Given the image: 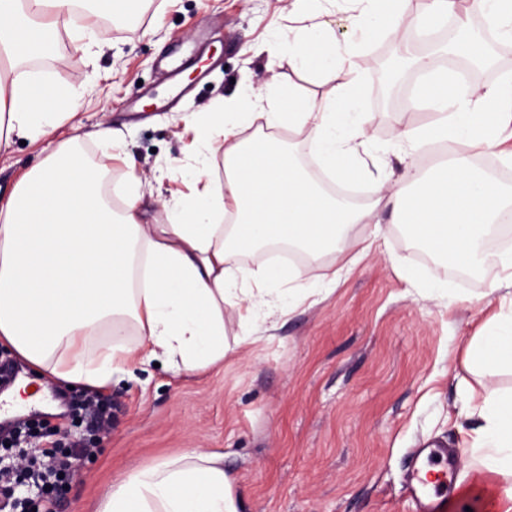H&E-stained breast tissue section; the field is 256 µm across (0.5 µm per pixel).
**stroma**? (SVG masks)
<instances>
[{
  "instance_id": "1",
  "label": "stroma",
  "mask_w": 512,
  "mask_h": 512,
  "mask_svg": "<svg viewBox=\"0 0 512 512\" xmlns=\"http://www.w3.org/2000/svg\"><path fill=\"white\" fill-rule=\"evenodd\" d=\"M289 0H144L134 14L117 12L99 23V46L82 50L62 39L33 62L69 93L82 146L92 162H106L103 180L124 181L110 153L139 163L145 203L190 193L198 155L186 128L193 112H212L239 88H297L321 95L322 86L287 62L270 64L267 43L293 24ZM207 26L206 69L182 80L188 93L164 109L163 56ZM411 23L398 37L379 34L363 45L357 64L361 96L369 103L370 140L360 151V185L397 178L403 151L399 125L424 123L405 104L412 73L400 81L393 104L381 99V65L390 54L426 53ZM111 128L115 145L97 139ZM60 136L16 138L0 148V194L58 149ZM168 170L156 182V169ZM381 251L362 254L372 227L356 225L346 250L312 265L304 280H275L278 309L245 326L250 342L221 367L181 376L165 367L137 366L114 376L112 431L101 450L70 482L56 512H95L121 474L198 448L222 454L238 512H412L405 489L412 449L448 446L458 452L449 497L471 472L470 453L481 424L468 389L476 383L512 388V371L467 364L466 349L485 322L478 297L500 286L499 268L485 266L458 279L429 266L412 250L402 223L381 222ZM353 269L332 282L343 264ZM442 287L428 288V278Z\"/></svg>"
}]
</instances>
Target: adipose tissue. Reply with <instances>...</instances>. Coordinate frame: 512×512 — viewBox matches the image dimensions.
<instances>
[{"instance_id": "obj_1", "label": "adipose tissue", "mask_w": 512, "mask_h": 512, "mask_svg": "<svg viewBox=\"0 0 512 512\" xmlns=\"http://www.w3.org/2000/svg\"><path fill=\"white\" fill-rule=\"evenodd\" d=\"M102 0H0V144L32 141L64 127L67 93L22 67L61 35L60 22L82 13L70 28L73 43L92 34ZM348 17L354 42L313 61L319 23L289 29L267 48L272 58L306 72L325 88L321 96L284 106L276 87H243L207 123L186 118L198 149L223 150L224 169L202 164L189 198L173 196L149 209L139 193L134 160H127L121 211L101 202L105 165L85 160L76 147L29 170L8 197H0V348L41 376L103 387L134 364L157 360L176 374L223 363L225 311L266 307L253 277L233 257L284 240L316 263L343 253L355 225L373 230L364 252L378 247L380 213L402 215L410 239L457 264L475 259L484 231L512 212V190L480 173L459 144L497 148L512 126V71L494 84H463L447 70L420 64L423 80L411 106L430 109L427 123L397 132L420 149L441 142L447 155L428 172L410 171L412 191L379 180L371 204L344 206L301 170L273 132L303 134L320 164L347 180L369 139V118L359 97L362 77L356 46L380 32L397 35L408 0H354ZM496 22L500 39H512V0H424L420 22L435 26L470 16ZM509 290L468 348L480 366L512 367V253L494 254ZM483 420L471 453L477 464L474 495L462 490L453 507L512 512V391L487 392ZM97 512H237L228 491L224 457L192 450L137 468L112 485Z\"/></svg>"}]
</instances>
